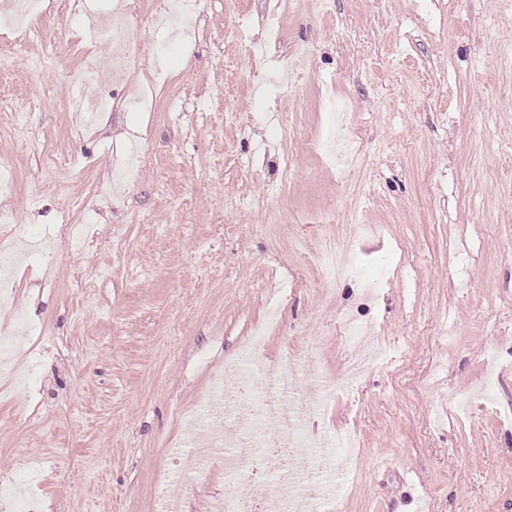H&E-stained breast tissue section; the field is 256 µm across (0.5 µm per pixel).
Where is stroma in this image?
I'll list each match as a JSON object with an SVG mask.
<instances>
[{
	"label": "stroma",
	"instance_id": "35a3bbf8",
	"mask_svg": "<svg viewBox=\"0 0 512 512\" xmlns=\"http://www.w3.org/2000/svg\"><path fill=\"white\" fill-rule=\"evenodd\" d=\"M183 2L195 33L157 28L120 83L82 0H40L22 43L0 0V207L52 238L16 272L33 331L13 359L36 372L0 378V478L38 465L43 512H157L179 412L284 288L269 362L314 346L342 376L348 314L387 348L308 422L357 438L339 512H512V0ZM330 95L363 154L340 171L320 149ZM112 97L127 110H77ZM355 220L365 263L393 254L370 297L311 263ZM223 490L217 463L180 512Z\"/></svg>",
	"mask_w": 512,
	"mask_h": 512
}]
</instances>
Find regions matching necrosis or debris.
Segmentation results:
<instances>
[{
  "label": "necrosis or debris",
  "mask_w": 512,
  "mask_h": 512,
  "mask_svg": "<svg viewBox=\"0 0 512 512\" xmlns=\"http://www.w3.org/2000/svg\"><path fill=\"white\" fill-rule=\"evenodd\" d=\"M93 32L111 46L116 75L124 80L136 76L133 46L146 38V28L134 18L116 26L107 13L100 16ZM327 106L335 113V123L327 130L322 146L333 163L350 164L358 154V136L341 103L331 98ZM366 230V225H355L353 236L318 257L317 264L325 279L338 282L365 278L357 241ZM278 323L279 310L271 308L238 357L224 366L225 371L236 373V385L228 390L223 380H216L185 421L190 471L195 478H205L213 459L224 461L221 512H315L319 503L335 499L338 484L346 479L345 473L336 470L335 451L351 447L352 435L340 433L321 443L307 426L316 405L335 398L336 387L324 385L314 401L297 395L293 382L299 370L314 365L315 357L311 354L300 359L286 355L276 366L268 365L264 339ZM341 328L351 348L343 382L351 385L366 367L385 359L386 351L378 340L370 339L369 325L347 316ZM285 400L292 403L293 412L286 418L274 419L275 407ZM226 417L245 419L248 425L231 435H208V427ZM243 459L251 462V470L240 468Z\"/></svg>",
  "instance_id": "obj_1"
}]
</instances>
